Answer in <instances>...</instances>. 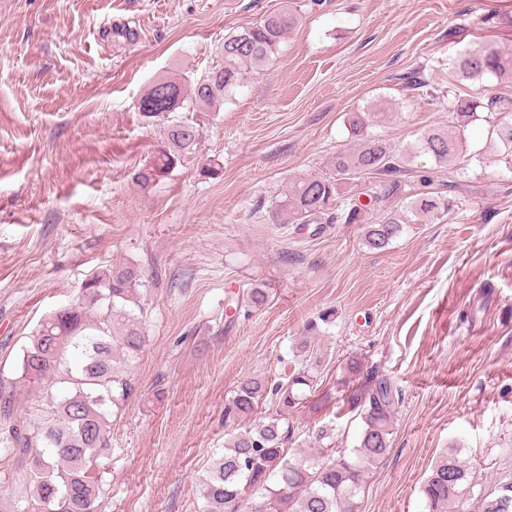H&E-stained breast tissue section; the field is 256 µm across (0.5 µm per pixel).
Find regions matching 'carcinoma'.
<instances>
[{"mask_svg":"<svg viewBox=\"0 0 512 512\" xmlns=\"http://www.w3.org/2000/svg\"><path fill=\"white\" fill-rule=\"evenodd\" d=\"M298 24L297 13L287 8L269 14L256 24L224 37L221 63L187 85L178 78L162 77L148 86L139 102L144 121L164 127L165 139L153 158L134 175L149 186L166 176L195 150L196 127L171 118L191 100L214 108L244 85L250 69L269 61L280 43ZM462 80L486 75L512 79V56L494 45L460 53L451 66ZM173 93L166 94V89ZM506 112L502 99L482 102L459 97L448 105V124L426 130L412 152L431 156L439 166L450 165L464 152L465 129L477 111ZM494 132L512 157V123H498ZM404 155L391 144L363 138L353 151L337 153L329 162L331 173L300 176L288 182L276 200V212L297 224H345L358 221L362 205L348 202L335 212L339 188L351 176L384 175L381 195L400 193L393 175L402 171ZM452 201L422 192L410 205L411 216L387 215L366 228V242L384 248L401 232V225L424 221ZM139 275L128 266L115 265L84 283L82 301L45 317L27 347L19 376L0 379V398H8L14 383L40 385L56 378L65 385L59 395L46 396L42 423L15 425L7 437L9 449L23 458L29 475V498L23 512H102L100 459L111 448L108 408L119 405L131 389L126 361L143 342L140 326L126 304L135 302ZM99 306L96 321L87 313ZM314 387L313 376L299 369L272 385L262 378H246L224 409L229 421L253 417L259 404L270 398L267 420L232 436L224 453L214 459L203 482V512H240L243 494L251 489L260 501L254 512H356L355 498L367 475L391 448L393 422L399 396L390 380L375 372L342 394L343 402L363 423L352 448H331L318 456L288 455V417ZM38 452L31 453L29 449ZM475 482L460 450L441 453L421 486L428 512H512V477L491 489L474 492Z\"/></svg>","mask_w":512,"mask_h":512,"instance_id":"cac0c4a2","label":"carcinoma"}]
</instances>
